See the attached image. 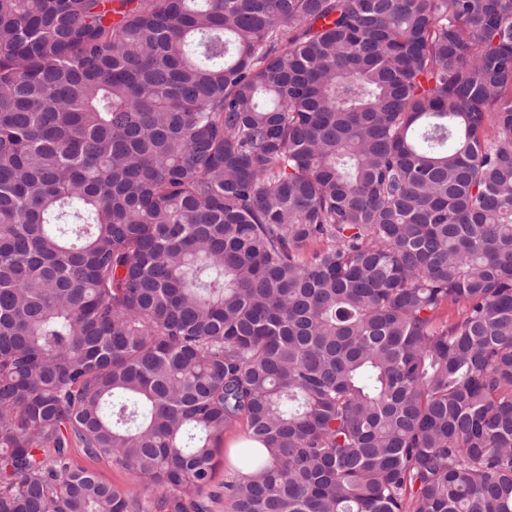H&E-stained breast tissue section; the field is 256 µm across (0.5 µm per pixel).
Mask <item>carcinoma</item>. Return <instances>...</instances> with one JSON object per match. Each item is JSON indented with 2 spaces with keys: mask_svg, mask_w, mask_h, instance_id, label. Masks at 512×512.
Returning <instances> with one entry per match:
<instances>
[{
  "mask_svg": "<svg viewBox=\"0 0 512 512\" xmlns=\"http://www.w3.org/2000/svg\"><path fill=\"white\" fill-rule=\"evenodd\" d=\"M74 446L512 512V0H0V512H140Z\"/></svg>",
  "mask_w": 512,
  "mask_h": 512,
  "instance_id": "1",
  "label": "carcinoma"
}]
</instances>
